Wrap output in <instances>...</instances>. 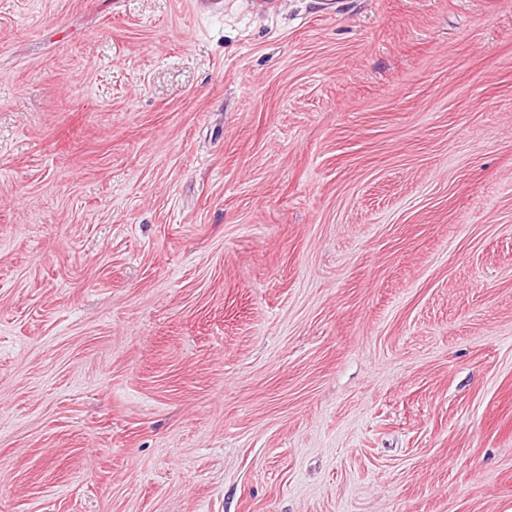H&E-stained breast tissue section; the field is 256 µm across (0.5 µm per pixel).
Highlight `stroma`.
Returning <instances> with one entry per match:
<instances>
[{
    "instance_id": "35a3bbf8",
    "label": "stroma",
    "mask_w": 512,
    "mask_h": 512,
    "mask_svg": "<svg viewBox=\"0 0 512 512\" xmlns=\"http://www.w3.org/2000/svg\"><path fill=\"white\" fill-rule=\"evenodd\" d=\"M0 512H512V0H0Z\"/></svg>"
}]
</instances>
